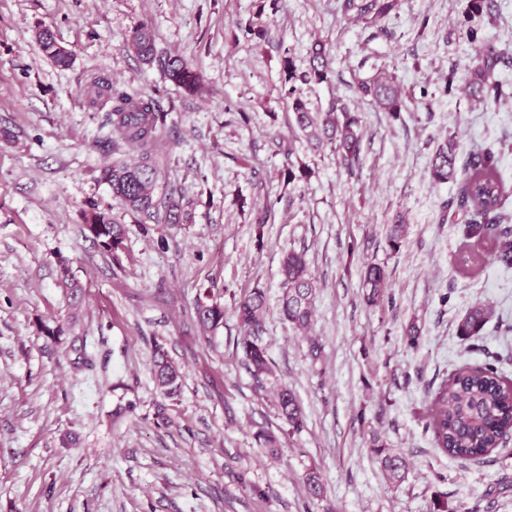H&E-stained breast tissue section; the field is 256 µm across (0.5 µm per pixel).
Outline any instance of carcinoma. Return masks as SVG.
I'll return each mask as SVG.
<instances>
[{
  "mask_svg": "<svg viewBox=\"0 0 512 512\" xmlns=\"http://www.w3.org/2000/svg\"><path fill=\"white\" fill-rule=\"evenodd\" d=\"M397 5L398 0H342L340 7L343 13L352 12L385 34V19ZM267 7L276 11L277 0L259 5L254 16L239 25L249 40L265 41L269 38L271 30L264 20ZM37 41L58 66H70L72 54L58 47L51 31L40 30ZM129 44L142 61L153 60L154 40L147 25L143 24L132 32ZM331 64L328 49L319 41L310 47L308 64L302 71L295 67L291 52L285 51L281 91L288 99L298 129L311 142L330 144L340 154L345 168L352 171L361 160L357 114L338 103L332 104L326 112H311L300 92L302 85L328 80L332 73ZM497 64L498 56L490 47L473 60L467 82V92L472 99L483 104L501 99L502 84L496 78ZM165 72L168 80L188 94H203V76L187 59L181 56L167 59ZM356 93L362 99L373 101L393 117L406 107L397 77L387 70L379 71L372 79L358 82ZM95 94L112 102V128L140 151L139 160L133 165L103 168L102 179L110 186L113 196L137 215L139 224L147 219L163 224L190 223V202L185 200L182 191L172 190L158 199L154 195L158 166L153 147L157 132L164 125L165 113L152 99L135 92L120 91L108 79L96 83ZM457 155V145L450 139L437 147L429 167V177L434 184L461 177L459 194L448 206L454 207V213L465 217L464 236L468 242L458 248L453 265L463 274L480 272L489 263L512 268V227L502 225L499 216L508 190L498 171L497 160L487 152L475 154L460 165ZM84 220L88 237L112 257H117L124 248V225L115 223L106 211L93 203L88 206ZM280 286L283 320L296 329H310L316 286L304 253L290 250L285 254ZM362 286L368 303L377 305L383 302L387 290L384 267L365 265ZM234 314L241 331L237 348L243 353L256 382L262 385L272 374L267 347L262 342L266 314L264 289L257 286L247 292L235 304ZM493 316L491 306L477 303L459 320L457 333L466 343V348L474 347L472 341L482 336L485 325ZM191 320L204 332L215 330L224 325V305L206 289L193 305ZM153 375L163 395L173 397L178 394L181 373L159 344L153 349ZM276 402L283 422L295 430L300 429L304 415L293 390L280 385ZM426 428L431 431L433 446L462 464L479 462L501 447L512 432V382L504 377L497 361L488 359L475 367H462L441 382L432 398ZM373 452L389 482L400 483L405 479L408 462L404 457L385 447H376ZM305 485L309 499L317 500L323 496L324 487L317 472L312 470L306 475Z\"/></svg>",
  "mask_w": 512,
  "mask_h": 512,
  "instance_id": "obj_1",
  "label": "carcinoma"
}]
</instances>
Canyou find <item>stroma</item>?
<instances>
[{"label": "stroma", "instance_id": "1", "mask_svg": "<svg viewBox=\"0 0 512 512\" xmlns=\"http://www.w3.org/2000/svg\"><path fill=\"white\" fill-rule=\"evenodd\" d=\"M487 2L477 22L504 92L490 108L440 93L444 75L468 78L476 53L461 35L468 0H399L385 35L342 14L339 0H278L262 44L239 29L258 0H0V512H440L476 497L483 512H512V439L463 467L425 431L435 390L458 368L493 357L512 377V269L457 273L464 226L449 223L448 203L460 184L429 179L434 150L452 139L463 159L494 152L512 188V0ZM143 23L156 48L149 64L127 48ZM42 28L72 51L70 67L41 50ZM317 39L333 72L303 96L312 111L339 99L359 115L352 173L333 148L300 139L280 90L284 52L306 68ZM174 54L201 72L206 97L165 77ZM384 66L407 95L395 117L355 92ZM100 78L166 112L155 193L182 189L191 223L138 224L102 181L104 166L136 152L106 121L93 92ZM281 141L292 142V156L278 152ZM288 161L309 177L286 183ZM91 202L124 225L118 255L86 237ZM253 203L271 210L264 226ZM400 219L406 232L393 252L387 236ZM291 249L305 252L317 285L316 358L279 316ZM62 259L82 287L75 310L56 285ZM368 263L387 274L377 306L362 288ZM203 285L225 310L208 339L189 320ZM256 286L267 294L273 369L261 386L236 347L233 314ZM478 302L495 315L481 350L469 352L456 325ZM74 315V333L59 342L40 334L41 323ZM412 324L421 330L413 347ZM157 343L184 374L170 400L151 373ZM279 383L304 410L300 430L277 414ZM160 403L173 426L157 425ZM261 430L275 436L277 455L259 448ZM67 432L76 446L61 444ZM377 443L408 459L401 485L387 481ZM312 470L325 488L314 501L304 484Z\"/></svg>", "mask_w": 512, "mask_h": 512}]
</instances>
